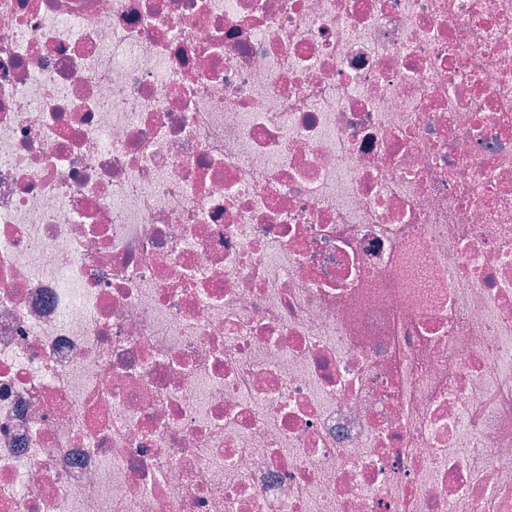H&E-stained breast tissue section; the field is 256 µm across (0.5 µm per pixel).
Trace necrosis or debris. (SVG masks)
Masks as SVG:
<instances>
[{
  "label": "necrosis or debris",
  "mask_w": 512,
  "mask_h": 512,
  "mask_svg": "<svg viewBox=\"0 0 512 512\" xmlns=\"http://www.w3.org/2000/svg\"><path fill=\"white\" fill-rule=\"evenodd\" d=\"M0 512H512V0H0Z\"/></svg>",
  "instance_id": "1"
}]
</instances>
